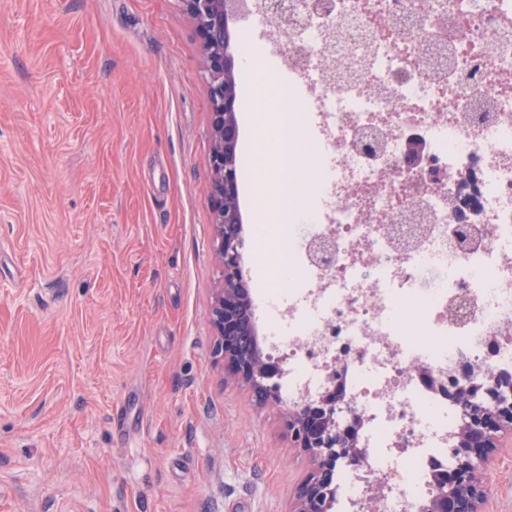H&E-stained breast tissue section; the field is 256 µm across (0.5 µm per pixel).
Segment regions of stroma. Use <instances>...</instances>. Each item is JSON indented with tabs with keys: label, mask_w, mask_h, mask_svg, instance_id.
Instances as JSON below:
<instances>
[{
	"label": "stroma",
	"mask_w": 512,
	"mask_h": 512,
	"mask_svg": "<svg viewBox=\"0 0 512 512\" xmlns=\"http://www.w3.org/2000/svg\"><path fill=\"white\" fill-rule=\"evenodd\" d=\"M211 112L180 0H0V512H289L288 404L208 321ZM483 512H512V443Z\"/></svg>",
	"instance_id": "35a3bbf8"
}]
</instances>
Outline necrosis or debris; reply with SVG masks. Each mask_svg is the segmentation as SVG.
<instances>
[{
  "label": "necrosis or debris",
  "mask_w": 512,
  "mask_h": 512,
  "mask_svg": "<svg viewBox=\"0 0 512 512\" xmlns=\"http://www.w3.org/2000/svg\"><path fill=\"white\" fill-rule=\"evenodd\" d=\"M258 2L274 37L256 68L279 63L278 111L315 156L308 202L252 241L283 309L263 338L288 362L280 398L336 379L390 485L376 512H422L451 462L463 362L477 381L512 373V0H288L284 23ZM301 222L335 239L329 267ZM428 267L443 276L424 291Z\"/></svg>",
  "instance_id": "1"
}]
</instances>
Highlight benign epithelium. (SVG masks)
<instances>
[{
    "instance_id": "benign-epithelium-1",
    "label": "benign epithelium",
    "mask_w": 512,
    "mask_h": 512,
    "mask_svg": "<svg viewBox=\"0 0 512 512\" xmlns=\"http://www.w3.org/2000/svg\"><path fill=\"white\" fill-rule=\"evenodd\" d=\"M201 37L209 100L212 147L210 163L211 224L215 253L221 269L209 312L216 336V355L224 361L228 376L250 388L262 390V403H276L269 384L277 367L268 359L239 355L237 336L242 333L238 310L251 303L250 277L243 263L244 237L237 191V109L240 101L229 88L237 73L230 52L229 20L248 7L247 0H180ZM313 252L329 264L336 252L329 239L313 243ZM460 408L456 433V459L435 483V492L424 512H482L487 492L484 466L500 447L503 435H512V376L489 372L485 383L463 384L448 392ZM363 416L353 402L332 390L316 399H303L288 411V431L295 447L314 460L313 471L300 483L290 512H328L331 479L336 469L358 471L365 457L354 440Z\"/></svg>"
}]
</instances>
